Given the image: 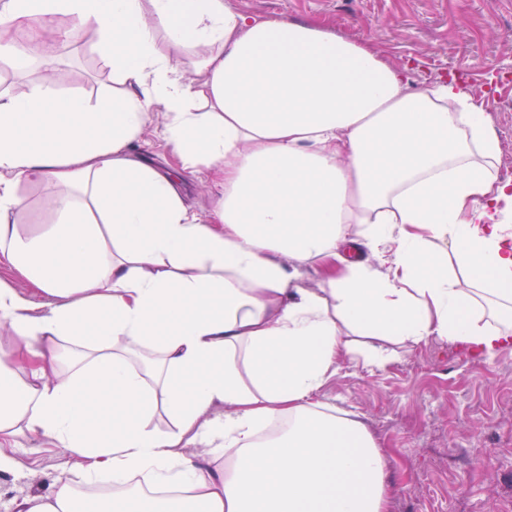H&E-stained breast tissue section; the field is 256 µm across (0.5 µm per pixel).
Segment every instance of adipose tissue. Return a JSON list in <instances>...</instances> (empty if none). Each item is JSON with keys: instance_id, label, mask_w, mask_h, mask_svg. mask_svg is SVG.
Here are the masks:
<instances>
[{"instance_id": "1", "label": "adipose tissue", "mask_w": 512, "mask_h": 512, "mask_svg": "<svg viewBox=\"0 0 512 512\" xmlns=\"http://www.w3.org/2000/svg\"><path fill=\"white\" fill-rule=\"evenodd\" d=\"M57 14L94 30L122 89L0 92V261L28 286L0 283V443L51 438L84 482L121 486L94 512H390L375 437L318 395L346 361L382 370L431 339L512 350V182L484 106L228 0H0V37ZM156 105L183 169L221 174L212 219L127 152ZM21 179L66 190L36 234L14 221ZM316 262L321 286L299 284ZM196 440L210 461L185 455ZM76 497L60 477L14 508Z\"/></svg>"}]
</instances>
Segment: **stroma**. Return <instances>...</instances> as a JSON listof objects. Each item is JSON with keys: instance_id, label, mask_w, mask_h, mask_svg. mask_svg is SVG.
I'll use <instances>...</instances> for the list:
<instances>
[{"instance_id": "1", "label": "stroma", "mask_w": 512, "mask_h": 512, "mask_svg": "<svg viewBox=\"0 0 512 512\" xmlns=\"http://www.w3.org/2000/svg\"><path fill=\"white\" fill-rule=\"evenodd\" d=\"M261 18L314 22L367 42L396 63L412 61L413 84L457 74L491 116L501 158L512 161V0H230ZM60 31L53 58L65 79L58 94H82L90 104L118 89L100 59L91 30L73 31L69 17L49 21ZM29 66H0V90L22 94L41 81V43L28 49ZM162 107L150 113L129 152L177 175L191 208L208 216L221 204L207 166L180 171L165 139ZM24 209L17 224L32 234L55 223V184L20 180ZM352 410L387 456L398 483L392 512H512V351L479 359L461 346L430 340L401 352L382 370L349 362L319 394ZM15 473L0 474V512L15 499L49 490L66 472L67 455L49 438L9 441Z\"/></svg>"}]
</instances>
